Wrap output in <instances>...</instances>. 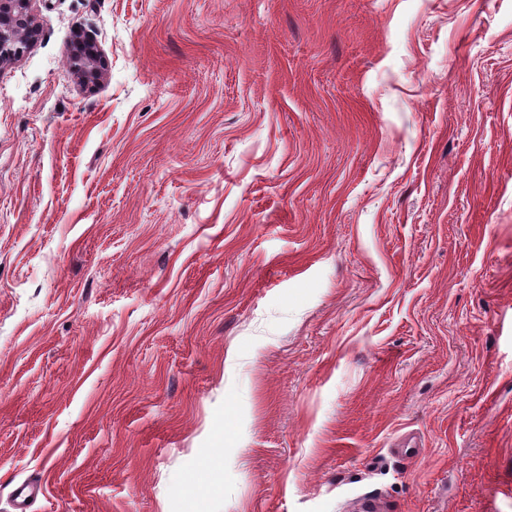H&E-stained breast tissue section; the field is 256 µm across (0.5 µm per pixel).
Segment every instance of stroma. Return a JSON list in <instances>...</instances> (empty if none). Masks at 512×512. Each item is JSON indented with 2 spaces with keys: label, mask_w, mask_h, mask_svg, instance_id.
<instances>
[{
  "label": "stroma",
  "mask_w": 512,
  "mask_h": 512,
  "mask_svg": "<svg viewBox=\"0 0 512 512\" xmlns=\"http://www.w3.org/2000/svg\"><path fill=\"white\" fill-rule=\"evenodd\" d=\"M30 11L0 512H512V0ZM69 58L73 70L78 71L84 76L98 75L97 56L91 48L85 50L84 45H80L75 52H70Z\"/></svg>",
  "instance_id": "1"
}]
</instances>
